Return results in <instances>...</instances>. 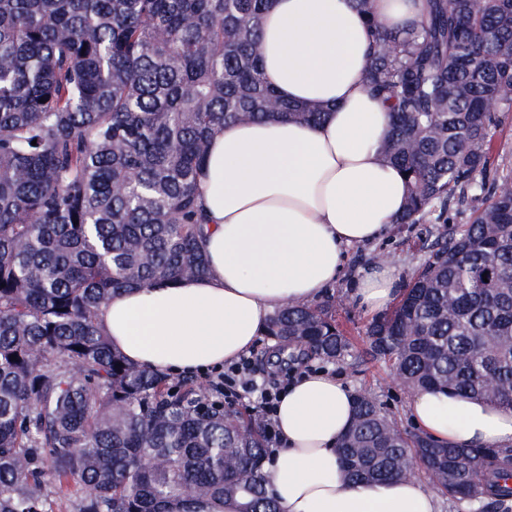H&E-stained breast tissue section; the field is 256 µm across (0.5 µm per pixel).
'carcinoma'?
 <instances>
[{
	"instance_id": "carcinoma-1",
	"label": "carcinoma",
	"mask_w": 512,
	"mask_h": 512,
	"mask_svg": "<svg viewBox=\"0 0 512 512\" xmlns=\"http://www.w3.org/2000/svg\"><path fill=\"white\" fill-rule=\"evenodd\" d=\"M270 2L0 0V512H54L72 483V512H278L266 420L130 363L97 323L128 288L207 273L197 183L217 131L324 117L262 81ZM370 24L382 153L410 186L399 223L432 231L398 303L364 325L367 355L412 391L512 406V169L490 170L512 0H425L406 30ZM265 335L290 364L362 362L329 301L278 309ZM339 448L351 483L422 472L443 496L512 500V446L440 444L367 393Z\"/></svg>"
}]
</instances>
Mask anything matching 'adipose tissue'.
I'll return each instance as SVG.
<instances>
[{
  "label": "adipose tissue",
  "instance_id": "1",
  "mask_svg": "<svg viewBox=\"0 0 512 512\" xmlns=\"http://www.w3.org/2000/svg\"><path fill=\"white\" fill-rule=\"evenodd\" d=\"M424 0H273L261 26L265 83L291 103L327 106L315 124L271 117L230 124L210 140L199 195L208 216V272L172 285L134 288L97 315L131 363L169 374L236 361L291 302L314 303L342 275L349 247L380 240L407 205L403 173L382 143L390 116L366 85L368 16L399 30ZM400 271L374 264L353 282L366 312L399 296ZM355 393L328 370L297 376L280 399L270 489L279 512H440L414 478L345 480L337 443L355 417ZM422 431L457 448L512 444V407L443 390L413 395Z\"/></svg>",
  "mask_w": 512,
  "mask_h": 512
}]
</instances>
